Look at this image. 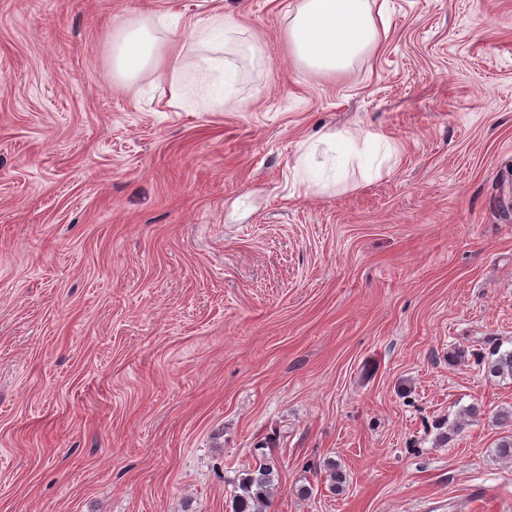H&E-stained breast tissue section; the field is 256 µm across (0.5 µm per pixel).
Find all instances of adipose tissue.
I'll return each instance as SVG.
<instances>
[{
  "label": "adipose tissue",
  "mask_w": 512,
  "mask_h": 512,
  "mask_svg": "<svg viewBox=\"0 0 512 512\" xmlns=\"http://www.w3.org/2000/svg\"><path fill=\"white\" fill-rule=\"evenodd\" d=\"M384 23L383 11L374 10L371 0H300L285 36L299 63L321 74H337L380 47ZM178 25V19L168 14L113 31L111 63L118 80L130 82L148 71L161 73L169 76L173 93L183 96ZM191 34L202 43L231 44L243 56L254 51L253 43L242 38L240 27L220 13L209 24L194 26Z\"/></svg>",
  "instance_id": "1"
}]
</instances>
